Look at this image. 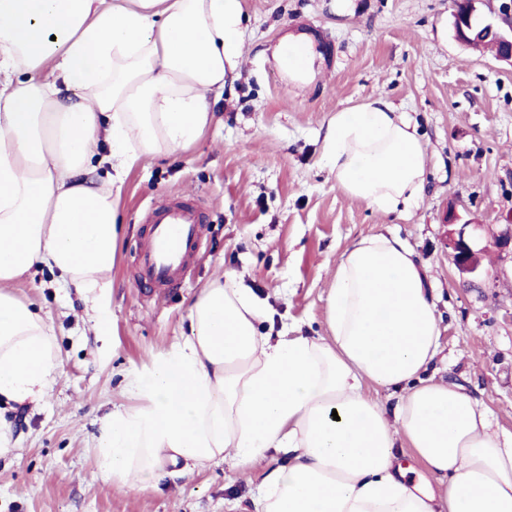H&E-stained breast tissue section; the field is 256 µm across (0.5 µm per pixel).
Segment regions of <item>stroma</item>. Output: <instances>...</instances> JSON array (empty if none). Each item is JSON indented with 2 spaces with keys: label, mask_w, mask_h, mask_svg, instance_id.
<instances>
[{
  "label": "stroma",
  "mask_w": 512,
  "mask_h": 512,
  "mask_svg": "<svg viewBox=\"0 0 512 512\" xmlns=\"http://www.w3.org/2000/svg\"><path fill=\"white\" fill-rule=\"evenodd\" d=\"M239 78L214 105L217 124L179 154L145 157L118 205L125 225L104 319L57 273L34 268L7 292L46 317L60 367L37 403L0 401L14 451L0 458V512H232L252 506L265 470L230 464L172 470L126 491L95 474L94 450L129 378L188 332L186 301L224 272L265 300L272 319L326 332V297L344 251L393 232L436 289L444 379L462 385L512 433V68L453 37V0H246ZM314 46V74L289 83L272 52L288 35ZM381 94L417 119L430 176L411 214L384 217L339 190L321 161L328 119ZM184 200L208 219L178 287L144 292L136 260L151 209ZM481 253L476 274L448 258L449 232Z\"/></svg>",
  "instance_id": "stroma-1"
}]
</instances>
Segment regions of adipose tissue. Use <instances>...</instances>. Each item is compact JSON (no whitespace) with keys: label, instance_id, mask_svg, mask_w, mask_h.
<instances>
[{"label":"adipose tissue","instance_id":"adipose-tissue-1","mask_svg":"<svg viewBox=\"0 0 512 512\" xmlns=\"http://www.w3.org/2000/svg\"><path fill=\"white\" fill-rule=\"evenodd\" d=\"M245 0H0V397L43 395L58 362L46 319L3 292L36 265L99 307L119 238L113 194L143 156L198 141L233 83ZM291 82L310 49L281 42ZM106 154L111 171L86 174ZM337 188L385 216L417 208L427 147L408 111L374 95L328 120ZM189 334L154 357L113 410L98 474L141 491L169 468L266 469L256 512H512V435L461 386L429 376L441 338L428 275L400 236L343 253L324 336H270L268 309L225 273L189 303ZM401 396L386 410L368 391ZM411 455L427 480H412Z\"/></svg>","mask_w":512,"mask_h":512}]
</instances>
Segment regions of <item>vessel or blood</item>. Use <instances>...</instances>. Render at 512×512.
<instances>
[{"label":"vessel or blood","instance_id":"b4317fda","mask_svg":"<svg viewBox=\"0 0 512 512\" xmlns=\"http://www.w3.org/2000/svg\"><path fill=\"white\" fill-rule=\"evenodd\" d=\"M202 212L189 204L169 202L156 207L137 257V275L148 290L176 284L191 262L203 234Z\"/></svg>","mask_w":512,"mask_h":512}]
</instances>
